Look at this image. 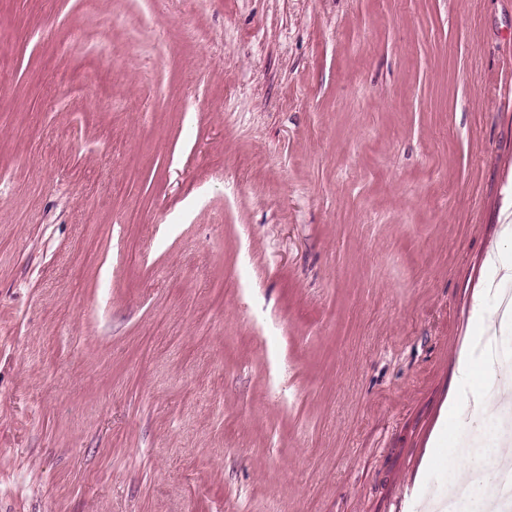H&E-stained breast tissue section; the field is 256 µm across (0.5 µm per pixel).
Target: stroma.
<instances>
[{
    "mask_svg": "<svg viewBox=\"0 0 512 512\" xmlns=\"http://www.w3.org/2000/svg\"><path fill=\"white\" fill-rule=\"evenodd\" d=\"M510 206L512 0H0V512H401Z\"/></svg>",
    "mask_w": 512,
    "mask_h": 512,
    "instance_id": "obj_1",
    "label": "stroma"
}]
</instances>
